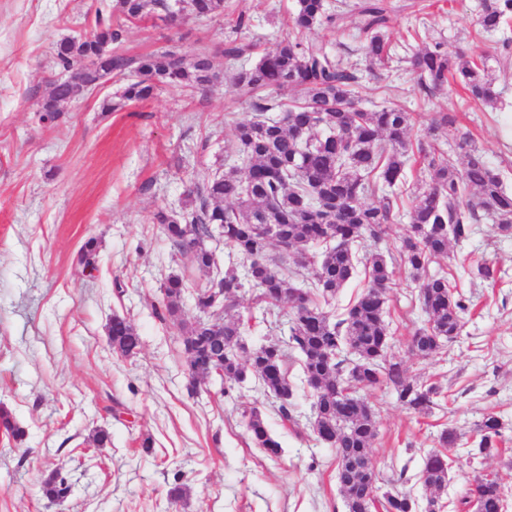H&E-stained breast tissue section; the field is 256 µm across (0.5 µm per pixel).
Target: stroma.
<instances>
[{
    "label": "stroma",
    "mask_w": 512,
    "mask_h": 512,
    "mask_svg": "<svg viewBox=\"0 0 512 512\" xmlns=\"http://www.w3.org/2000/svg\"><path fill=\"white\" fill-rule=\"evenodd\" d=\"M358 0H325L341 15L336 28L304 34L325 43L359 78L360 107L395 106L413 117L414 138L425 137L437 113L456 115L441 145L462 168L459 135L471 132L488 164L512 192V56L496 63L503 106L465 99L455 86L421 93L407 62L429 32L444 50L475 56L498 53L512 38V20L479 33L480 0H384L391 46L386 66L365 59L357 38ZM99 0H0V407L26 430L23 441L0 433V512H346L336 484V451L314 440L311 400L299 359L289 363L296 387L292 420L254 378L240 383L212 376L190 388L182 327L199 316L195 293L229 263L221 239L208 247L214 265L185 266L155 216L179 211L186 187L200 172L238 162L231 152L236 123L253 118L247 94L229 79L231 46L272 50L290 32L295 0H224L223 15L170 26L156 15L124 22L126 54L207 49L218 79L191 95L164 88L118 112L101 109L119 91L112 79L73 102L55 121L39 107L57 75L54 46L90 32ZM249 20L235 30L237 16ZM408 217L390 225L380 247L394 271L387 292L390 354L411 376L438 385L442 396L429 416L406 409L385 387L370 392L378 411L372 461L382 490L425 501L424 457L439 450L443 430H454L444 512H474L464 497L478 474L498 476L505 512H512V234L482 217L466 241L451 244L429 274L447 275L472 302L456 341L429 359L410 347L426 323L418 288L400 263ZM96 239L94 270L79 261ZM500 268L498 281L476 278V264ZM188 280L179 317L159 318L160 285L169 274ZM244 339L260 345L288 335V306L258 317L251 289L240 294ZM126 317L142 338L124 358L107 336L112 316ZM258 408L282 444L268 459L250 441L247 410ZM498 416V448L470 453L486 413ZM105 445H97L98 432ZM62 469L66 498L45 496L43 483ZM182 498H172L173 488Z\"/></svg>",
    "instance_id": "35a3bbf8"
}]
</instances>
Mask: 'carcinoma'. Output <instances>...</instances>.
I'll return each mask as SVG.
<instances>
[{"label":"carcinoma","instance_id":"1","mask_svg":"<svg viewBox=\"0 0 512 512\" xmlns=\"http://www.w3.org/2000/svg\"><path fill=\"white\" fill-rule=\"evenodd\" d=\"M180 17H208L224 13V0H176ZM170 11L167 0H116L115 9H99L95 28L84 38H64L56 46L55 64L69 76L51 84L40 111L53 121L69 104L98 86L100 71L89 65L94 40L107 35L115 44L122 38L124 20H140L154 11ZM362 50L372 63L382 65L390 56L387 36L389 18L382 0H363L358 5ZM512 17V0H483L478 19L480 31H496ZM337 16L325 11L324 0H297L290 23L295 37L281 41L273 50L232 74L236 86L252 95L254 120L234 127L235 152L244 170L232 166L192 183L181 211L161 213L159 223L170 241L190 256L200 270L213 265L212 252H191L186 239L207 241L224 235L228 256L242 262L224 269V295L214 307L222 321L224 343L213 340L211 321L186 328L183 345L194 349L190 386L217 373L222 365L226 381L242 382L249 375L280 402L283 416L291 413L295 391L288 378L287 354H298L304 380L310 389L312 431L318 441L329 440L336 449V481L347 512H366L373 485L367 482L364 461L377 435V412L365 392L382 384L395 392L397 400L419 415H429L436 405L439 388L408 376L407 369L389 354L391 336L386 320V291L393 270L376 252L365 257L369 282L342 318L329 310L338 291L352 278L354 260L361 242L382 240L386 229L409 214L411 234L403 241L400 260L413 282L427 325L412 338V347L423 358L433 356L459 335L468 299L457 292L445 275H428L429 265L448 257L450 243L469 238L472 226L486 210L497 230L512 231V194L487 164L484 154L472 146L465 154L462 170L443 157L438 142L440 128L455 119L443 113L423 139H412L410 113L383 107L365 111L357 107L359 78L341 66L326 49L305 44L300 35L327 24L336 26ZM412 71L421 89L432 95L450 83L462 88L469 98L483 104L497 99L493 68L488 59L459 53L450 55L435 42L416 50L410 57ZM115 76L128 78L123 89L102 101L104 112H116L130 102L153 97L160 85L202 93L217 78L214 57L206 50L179 56L172 51L140 57L120 52L112 62L102 63ZM289 87L297 93L290 104L264 89ZM414 160L421 166L422 185L407 187L406 166ZM474 194L476 201L467 199ZM378 197L375 204L365 198ZM271 225L276 236L267 235ZM284 241L296 249L323 243L326 249L310 261L313 279L302 288L287 267L290 256L268 258L270 248ZM255 292L257 305L290 303L297 295L306 297L301 310H291L288 338L269 341L239 358L236 347L243 335L238 314L242 289ZM168 314L177 317L186 289L184 278L167 276L160 286ZM112 349L125 357L136 355L141 337L127 319L112 316L107 326ZM349 388L359 404L347 410L336 389ZM0 427L16 441L26 435L11 412L0 408ZM247 431L252 443L268 458H280L281 442L270 431L260 410L248 414ZM476 454L488 455L497 448L501 423L487 415L479 424ZM420 479L430 491L424 512H440L441 492L448 484V455L433 451L423 459ZM479 496L475 512H503L504 498L497 479L475 480ZM67 479L57 471L45 482L44 492L53 499L65 497ZM384 512H417L408 494L385 492Z\"/></svg>","mask_w":512,"mask_h":512}]
</instances>
